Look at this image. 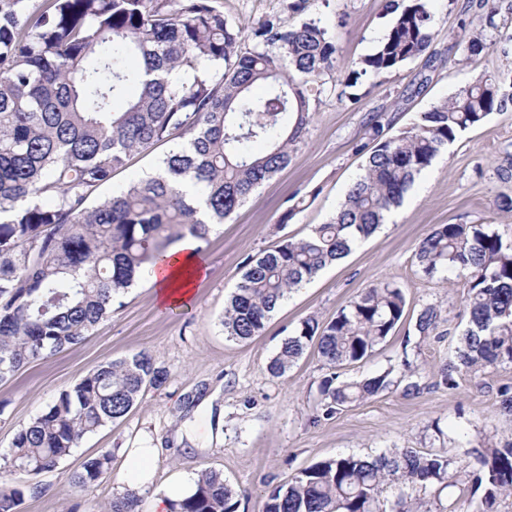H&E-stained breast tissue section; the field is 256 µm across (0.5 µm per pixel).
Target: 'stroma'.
<instances>
[{"instance_id":"1","label":"stroma","mask_w":512,"mask_h":512,"mask_svg":"<svg viewBox=\"0 0 512 512\" xmlns=\"http://www.w3.org/2000/svg\"><path fill=\"white\" fill-rule=\"evenodd\" d=\"M467 2L433 0L436 61L421 58L379 77L362 76L350 99L334 89L312 98L311 123L292 146L288 166L202 243L208 272L197 283L194 303L163 309L147 281H140L81 345L33 362L0 382V489H23L18 512H104L121 491L131 448L155 449V487H165L180 473L216 470L238 490V512H263L268 490L322 459L415 448L448 454L455 470L464 471L475 464L468 443L485 435L512 439V415L503 412L497 394L500 383H512L511 365L459 374L452 390L434 387L433 368L454 360L466 324L465 275L455 271L427 277L415 257L418 243L440 224H491L504 240L512 241V212H499L494 205L499 193L512 195V182H500L495 174L505 149L512 147V110L492 113L483 125L461 134L417 177L393 210L390 224L292 292L262 333L238 341L225 336L220 324L225 299L249 257L272 250L283 239L306 236L343 202L368 158L360 149L368 140L367 115L380 116L396 131L417 113L451 97L473 74L512 68V44L499 41L500 32H512V11L507 9L497 16L496 28L487 29L488 47L480 59L458 66L457 42L470 30ZM288 3L214 0L225 18L241 26L245 51L257 47L252 28L264 19L321 21L337 47L334 78L339 82L353 61L375 52L393 19L388 0H311L301 12L288 10ZM170 149L163 143L132 155L111 184L96 191L95 200L155 169ZM294 195L303 204L289 218L285 212ZM381 282L403 286L406 317L370 358L345 366L341 377L353 381L397 372L406 357L422 373L421 391L406 397L393 386L332 419L317 420L319 384L327 369L315 348H308L284 376H272L267 365L303 319L329 321L363 290ZM428 305L437 306L447 318V336L418 347L406 345L417 313ZM141 351L150 352L168 370L165 387L148 390L123 419L86 436L54 471L32 480L11 472L3 459L20 427L102 362ZM201 387L206 404L181 417L180 401ZM103 448L112 451L110 479L86 489L73 485L72 472ZM31 483L40 486L39 494L27 493Z\"/></svg>"}]
</instances>
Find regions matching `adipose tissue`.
<instances>
[{
	"label": "adipose tissue",
	"mask_w": 512,
	"mask_h": 512,
	"mask_svg": "<svg viewBox=\"0 0 512 512\" xmlns=\"http://www.w3.org/2000/svg\"><path fill=\"white\" fill-rule=\"evenodd\" d=\"M198 247L195 238L184 237L152 267L149 285L159 305L181 308L194 301L197 283L206 272Z\"/></svg>",
	"instance_id": "ef3b65f1"
}]
</instances>
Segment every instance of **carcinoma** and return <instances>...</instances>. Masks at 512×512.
Returning <instances> with one entry per match:
<instances>
[{"label":"carcinoma","mask_w":512,"mask_h":512,"mask_svg":"<svg viewBox=\"0 0 512 512\" xmlns=\"http://www.w3.org/2000/svg\"><path fill=\"white\" fill-rule=\"evenodd\" d=\"M431 0H393L391 26L375 53L344 81L380 77L420 57L431 62ZM476 34L466 57L488 48L480 31L498 28V0H469ZM241 29L212 0H0V381L36 360L80 344L112 305L169 247L190 235L208 241L265 180L284 169L311 120L310 96L336 71V44L315 20L253 28L263 48L239 50ZM265 87L256 95L253 90ZM512 106V68L480 73L451 98L418 113L393 135L369 119L375 142L365 172L344 202L304 238H287L246 262L224 309V334L261 333L288 295L369 237L434 159L466 130ZM174 148L154 172L91 203L136 151ZM202 186L196 202L184 186ZM427 276L466 273L467 327L456 363L433 385L452 389L455 374L512 364V242L489 224H440L416 247ZM406 315L403 288L365 290L335 318L304 319L268 370L284 375L311 342L329 370L320 412L331 418L390 388V372L341 381L337 370L368 359ZM441 311L417 314L420 339L444 338ZM168 371L142 351L83 377L21 427L7 463L36 477L55 470L89 434L126 416ZM478 467L463 474L482 495L471 512H498L512 496V441L489 437L471 450ZM451 460L414 448L374 457L339 455L273 488L263 512H458L448 503ZM103 448L71 475L87 488L111 475ZM397 499L389 505L387 485ZM20 489L0 491V512H17ZM142 495L113 499L108 512H140ZM237 492L217 471L172 512H237Z\"/></svg>","instance_id":"obj_1"}]
</instances>
